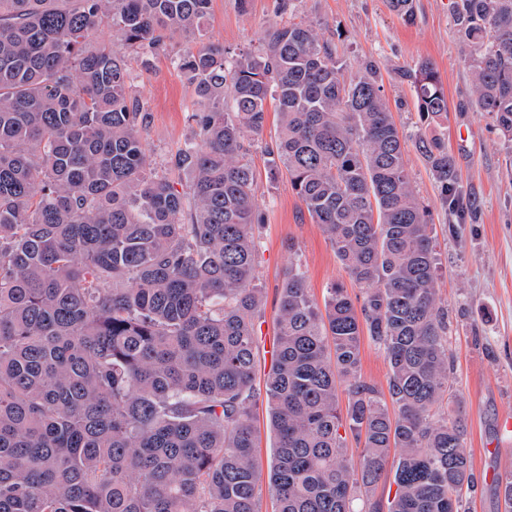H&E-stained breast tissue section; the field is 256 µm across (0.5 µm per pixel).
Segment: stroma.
Returning <instances> with one entry per match:
<instances>
[{
	"instance_id": "obj_1",
	"label": "stroma",
	"mask_w": 512,
	"mask_h": 512,
	"mask_svg": "<svg viewBox=\"0 0 512 512\" xmlns=\"http://www.w3.org/2000/svg\"><path fill=\"white\" fill-rule=\"evenodd\" d=\"M321 40L338 58L357 69L366 58L379 61L382 85L394 119L405 132L420 126L413 92L395 71L431 61L448 98V150L456 159L460 186L467 198L464 215L443 203L432 173L416 150L406 161L417 194L430 213L440 251V292L448 309L454 369L449 382L457 389L467 418L464 451L477 479L462 512H505L488 473H502L491 447L500 445L498 423L512 414V139L488 113L470 102V77L459 54L450 0H415V19L405 22L386 0H300ZM276 0H212L206 32L229 52L257 48L266 30L281 22ZM137 90L147 98L153 122L144 133L148 154L161 161L190 137L187 113L196 100L190 84L174 70L168 56L154 59L150 72L130 60ZM266 124L252 153L258 176L260 216L259 283L266 293L258 336L276 334L278 292L292 261H301L306 286L316 300L336 284L356 294L348 271L337 260L318 224L310 219L286 171L270 174L264 144L279 126L275 101L266 105Z\"/></svg>"
}]
</instances>
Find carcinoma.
Returning a JSON list of instances; mask_svg holds the SVG:
<instances>
[{"label": "carcinoma", "mask_w": 512, "mask_h": 512, "mask_svg": "<svg viewBox=\"0 0 512 512\" xmlns=\"http://www.w3.org/2000/svg\"><path fill=\"white\" fill-rule=\"evenodd\" d=\"M210 2L0 0V512H259L261 400L278 512H461L475 482L437 243L379 62L346 75L296 0H277L288 21L230 58L206 39ZM387 3L414 20V0ZM451 11L471 98L512 134V0ZM104 27L113 40L88 46ZM176 32L186 46L171 64L197 108L192 138L157 164L127 56L147 73ZM398 75L413 85L415 146L456 207L437 71L422 60ZM269 98L271 167L286 168L359 294L333 285L320 304L290 264L261 392L246 155ZM365 335L388 361L385 393L360 374ZM389 464L394 494L374 499Z\"/></svg>", "instance_id": "1"}]
</instances>
